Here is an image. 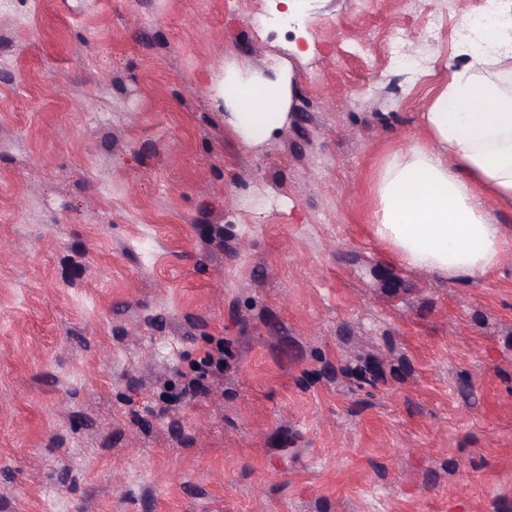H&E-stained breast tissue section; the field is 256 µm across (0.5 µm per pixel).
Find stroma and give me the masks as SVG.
<instances>
[{
  "label": "stroma",
  "instance_id": "1",
  "mask_svg": "<svg viewBox=\"0 0 512 512\" xmlns=\"http://www.w3.org/2000/svg\"><path fill=\"white\" fill-rule=\"evenodd\" d=\"M271 3L0 14V512H512V209L473 281L372 234L477 0ZM281 66L245 142L213 79Z\"/></svg>",
  "mask_w": 512,
  "mask_h": 512
}]
</instances>
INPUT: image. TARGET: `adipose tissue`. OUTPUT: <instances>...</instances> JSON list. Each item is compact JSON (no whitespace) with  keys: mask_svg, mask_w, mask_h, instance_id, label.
<instances>
[{"mask_svg":"<svg viewBox=\"0 0 512 512\" xmlns=\"http://www.w3.org/2000/svg\"><path fill=\"white\" fill-rule=\"evenodd\" d=\"M463 52L468 64L429 100L426 141L395 151L378 172L373 233L406 265L476 280L505 246L483 201L512 206V28L471 32ZM213 88L247 141L286 119L292 103L283 76L228 71Z\"/></svg>","mask_w":512,"mask_h":512,"instance_id":"obj_1","label":"adipose tissue"}]
</instances>
